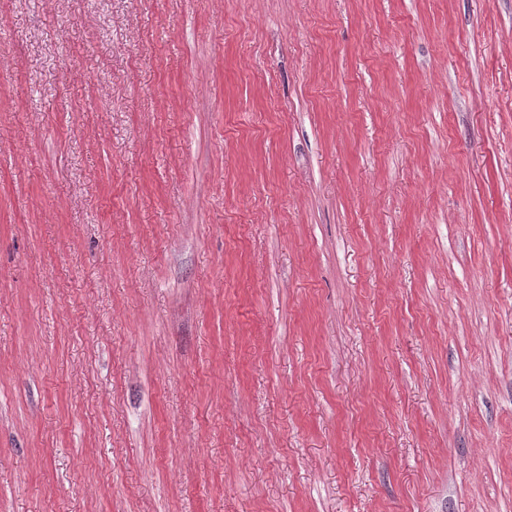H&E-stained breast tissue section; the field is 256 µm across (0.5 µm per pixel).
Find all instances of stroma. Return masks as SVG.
<instances>
[{"instance_id": "35a3bbf8", "label": "stroma", "mask_w": 512, "mask_h": 512, "mask_svg": "<svg viewBox=\"0 0 512 512\" xmlns=\"http://www.w3.org/2000/svg\"><path fill=\"white\" fill-rule=\"evenodd\" d=\"M0 512H512V0H0Z\"/></svg>"}]
</instances>
